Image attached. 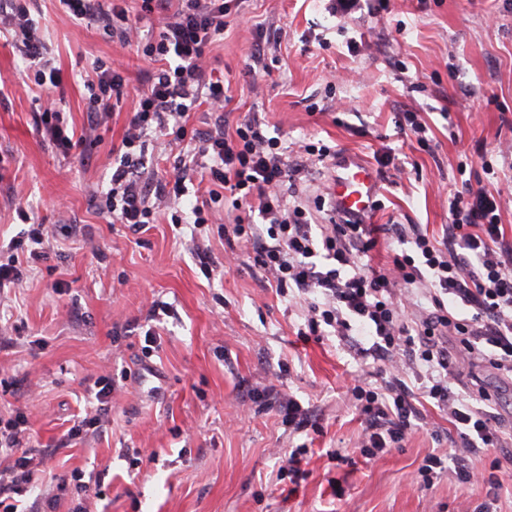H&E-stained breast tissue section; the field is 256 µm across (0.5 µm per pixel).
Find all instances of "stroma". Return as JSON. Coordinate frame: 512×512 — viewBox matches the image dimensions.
<instances>
[{"instance_id": "1", "label": "stroma", "mask_w": 512, "mask_h": 512, "mask_svg": "<svg viewBox=\"0 0 512 512\" xmlns=\"http://www.w3.org/2000/svg\"><path fill=\"white\" fill-rule=\"evenodd\" d=\"M32 14L60 70L54 96L75 129L88 124L95 61L119 69L129 93L97 143L62 156L38 137L42 102L29 63L0 34V237L21 229L20 206L51 230L49 259L0 300V415L28 409L31 436L48 448L36 493L93 471L103 486L84 512H478L488 485L413 480L429 454L461 451L432 406L383 458H329L354 448L362 430L348 383L378 380L381 364L357 358L358 336H298L305 298L267 287L253 253L224 240L237 215L230 198L213 204L212 223L164 217L139 232L90 207L109 188L146 65L136 47L74 24L58 0H36ZM258 43L267 69L256 73ZM209 57L224 74L227 130L255 116L292 142L321 141L368 161L390 147L405 154L375 223L442 237L449 196L480 185L499 194L512 237V0H390L385 10L369 0L343 17L329 0H241ZM406 111L425 113L433 150L399 134L395 115ZM191 159L185 145L146 138L143 165L159 178ZM156 300L170 306L157 320ZM100 378L115 386L110 414L95 434L62 445L91 412L88 388ZM270 385L311 407L321 434L290 435L270 409L244 412L243 392ZM304 442L306 474L293 494L276 474Z\"/></svg>"}]
</instances>
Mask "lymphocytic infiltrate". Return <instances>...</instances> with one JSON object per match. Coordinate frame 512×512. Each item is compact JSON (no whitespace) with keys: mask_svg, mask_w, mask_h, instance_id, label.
I'll return each mask as SVG.
<instances>
[{"mask_svg":"<svg viewBox=\"0 0 512 512\" xmlns=\"http://www.w3.org/2000/svg\"><path fill=\"white\" fill-rule=\"evenodd\" d=\"M31 2L0 0V30L29 61L34 84L56 87L59 70L31 18ZM58 2L77 23L97 25L123 45L139 43L142 23L157 18L163 23L158 37L141 43L148 81L136 94L123 151L112 161L111 186L91 199L95 210L135 231L155 223L166 204L185 196L189 173L181 171L171 181L146 177L144 136L154 131L192 145L195 155L207 159L205 176L213 186L208 201L193 206L194 224L210 223L212 203L229 192L241 212L231 227L233 237L252 247L276 290L291 289L309 299L300 335L319 337L329 328L346 338L364 330L371 344L361 356L387 364L388 379L376 385L356 380L347 388L363 420L356 452L373 460L401 447L421 416L419 400L427 398L447 413L461 441L464 457L450 469L456 482L499 486L495 453L504 445V424L485 409L493 396L479 385L472 405L452 389L457 368L465 364L480 363L512 378V238L500 222L499 198L482 188L453 197L439 239L414 224H373L362 216L312 224L307 209L287 200L285 186L295 182L302 166L289 161L281 137L267 136L256 117L234 133L224 130V77L209 69L207 50L224 33L226 0H143L136 15L125 0ZM126 87L118 69L97 63L95 79L86 84L89 132L111 116ZM200 103L211 115L204 132L188 125L190 110ZM37 132L65 154L88 142L87 135L70 137L66 115L52 99L39 116ZM18 217L28 228L0 243V254L8 257L0 262V289L21 283L47 257L39 249L45 225L31 223L23 210ZM388 233L411 250L393 254L380 267L374 257L381 235ZM424 279L430 304L409 316L416 285ZM410 371L419 389L405 383ZM251 398L276 406L289 431L303 433L313 426L311 410L276 389L252 392ZM43 454L28 433L24 412L0 418V457L7 460L0 466V512H19L21 497L37 482ZM481 456L490 458L489 468L469 465V458Z\"/></svg>","mask_w":512,"mask_h":512,"instance_id":"obj_1","label":"lymphocytic infiltrate"}]
</instances>
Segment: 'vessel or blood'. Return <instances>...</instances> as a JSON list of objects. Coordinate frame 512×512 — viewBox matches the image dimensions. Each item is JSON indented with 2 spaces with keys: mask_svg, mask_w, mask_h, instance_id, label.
Listing matches in <instances>:
<instances>
[{
  "mask_svg": "<svg viewBox=\"0 0 512 512\" xmlns=\"http://www.w3.org/2000/svg\"><path fill=\"white\" fill-rule=\"evenodd\" d=\"M328 192L338 214H363L380 194V180L367 161L343 152L331 165Z\"/></svg>",
  "mask_w": 512,
  "mask_h": 512,
  "instance_id": "b4317fda",
  "label": "vessel or blood"
}]
</instances>
